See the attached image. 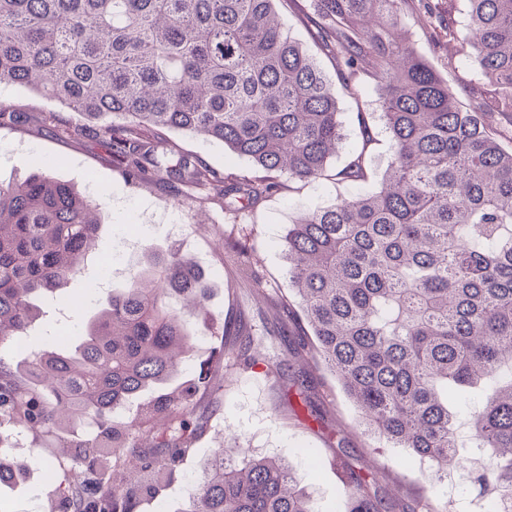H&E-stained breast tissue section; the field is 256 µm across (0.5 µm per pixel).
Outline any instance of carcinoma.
<instances>
[{"label": "carcinoma", "mask_w": 512, "mask_h": 512, "mask_svg": "<svg viewBox=\"0 0 512 512\" xmlns=\"http://www.w3.org/2000/svg\"><path fill=\"white\" fill-rule=\"evenodd\" d=\"M277 0H0V85L27 88L88 121L93 140L126 182L156 181L198 194L237 219L285 182L332 179L361 186L305 211L286 236L288 283L311 331L307 343L353 399L361 424L407 448L432 476L461 463L455 420L491 453L468 471L469 491L492 512H512V146L494 117H512V0H467V66L488 93L460 105L396 31L433 0H311L313 38L332 49L351 98L371 81L391 135L380 186L365 151L334 174L345 140L336 84L278 18ZM27 115L0 103V127ZM42 125L79 140L84 129L55 112ZM178 130L224 146L252 169L222 174L178 150ZM100 204L48 172L0 183V343L27 334L37 301L81 275L96 253ZM226 250L247 278L251 247ZM276 310L272 336L288 335L293 304L252 286ZM210 284L177 250L149 255L129 287L100 295L96 312L51 344L29 373L47 395L0 365V427L71 429L60 447L81 472L55 476L58 512H138L174 479L207 423L199 393L223 387L222 363L259 361L248 324L224 327L232 342L211 352L186 385L158 396L144 416L113 413L179 372L192 348L188 317ZM86 420L88 433H78ZM216 454L180 512H313L292 469L240 449ZM374 471L350 472L342 512H424L395 499Z\"/></svg>", "instance_id": "obj_1"}]
</instances>
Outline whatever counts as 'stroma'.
<instances>
[{
  "mask_svg": "<svg viewBox=\"0 0 512 512\" xmlns=\"http://www.w3.org/2000/svg\"><path fill=\"white\" fill-rule=\"evenodd\" d=\"M280 14L293 36L305 42L320 67L333 73L329 51L310 37L311 15L301 0H289L281 6ZM454 21L459 38L451 43L433 41L429 35L433 21L419 11L407 14L400 30L417 54L451 82L457 81L458 75L449 70V59H461L471 50L465 0H458ZM0 102L20 108L29 116L23 129L0 128V182H9L45 166L56 178L87 196L103 200L100 249L116 257L105 289L128 286L130 272L141 264L146 248L151 246L163 250L178 247L203 269L211 292L206 313L191 319L195 347L180 367L178 379L182 382L191 378L200 362L208 359L212 348L220 346V327L225 319L241 311L252 316L258 308L235 271L224 263L225 237L247 240L263 287L274 297L289 296L284 241L289 224L295 223L308 208L350 197L353 192L351 185L332 180L295 181L289 188L265 198L243 223L232 224L219 207L200 205L180 189L152 182L126 185L111 156L98 149L92 139H63L40 124V113L55 108L46 98L16 86L1 85ZM339 107L346 140L331 166H344L360 148L356 115L364 113L373 138L367 186L377 188L391 154V141L381 118L375 86L365 84L358 101L341 97ZM167 137L177 148L216 171L243 172L249 166L247 160L200 138L176 131L168 132ZM98 275V266L93 263L81 276L63 286V300L45 304V314L32 324L26 346L0 344V365L12 367L28 362L46 342L66 335L91 315L92 304L85 301L84 294ZM266 351L291 370L302 368L311 375L319 416H312L297 392L286 386L281 376L268 373L264 365L229 370L221 403L198 435L177 480L162 490L157 500L142 506L141 512H177L214 454L221 451L233 458L241 448L249 449L255 456L291 462L293 476L307 491L314 512H340L339 492L344 476L336 465V457L342 452L357 472L381 471L397 478L404 494L425 498L432 512H479L483 508L482 500L469 495L464 472L428 484L421 477L419 461L408 449L389 447L375 435L362 433L357 426L356 407L317 359L288 350L276 336L267 341ZM0 459L29 465L21 479L0 486V512H48L55 484L45 480V468L66 462L53 439L27 431L11 432L5 447L0 449Z\"/></svg>",
  "mask_w": 512,
  "mask_h": 512,
  "instance_id": "1",
  "label": "stroma"
}]
</instances>
